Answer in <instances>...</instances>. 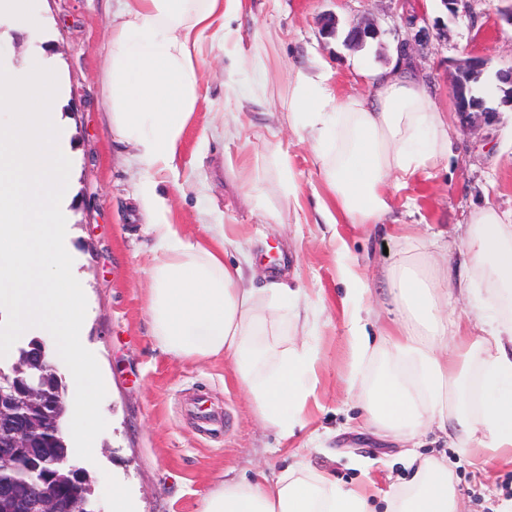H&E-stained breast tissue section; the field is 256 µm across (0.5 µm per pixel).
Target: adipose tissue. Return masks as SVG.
Segmentation results:
<instances>
[{
	"label": "adipose tissue",
	"instance_id": "obj_1",
	"mask_svg": "<svg viewBox=\"0 0 512 512\" xmlns=\"http://www.w3.org/2000/svg\"><path fill=\"white\" fill-rule=\"evenodd\" d=\"M119 2L109 43V118L115 140L145 173L138 201L158 253L147 271L152 336L176 358L231 359L259 421L289 436L314 395L316 358L305 347L278 348L272 338L298 308L301 289L275 280L260 288L246 284L242 268L224 262L223 224L208 212L203 237L186 235L169 222L171 201L159 189L196 109L208 40L222 36L235 66L266 69L259 48L243 49L232 26L242 0ZM286 104L320 162L329 199L319 213L329 225L379 223L393 189L430 175L448 154L447 115L398 63L373 72L365 97H337L327 73L293 69ZM466 255L492 278L497 303L511 302L512 224L494 207L472 214ZM345 278L353 369L379 355L387 361L366 395L368 422L398 441L452 422L458 444L476 441L492 453H512V318L487 321L484 336L446 355L442 311L449 292L407 261L388 272L398 317L374 339L361 317L368 290L355 272ZM471 366L481 377L473 390L461 383ZM406 461L415 471L393 490L388 512H458L445 459L421 460L411 451ZM203 512H369V505L364 493L300 463L273 481L262 472L224 480L205 496Z\"/></svg>",
	"mask_w": 512,
	"mask_h": 512
}]
</instances>
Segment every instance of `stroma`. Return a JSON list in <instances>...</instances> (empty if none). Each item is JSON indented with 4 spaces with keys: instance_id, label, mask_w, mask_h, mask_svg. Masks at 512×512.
<instances>
[{
    "instance_id": "1",
    "label": "stroma",
    "mask_w": 512,
    "mask_h": 512,
    "mask_svg": "<svg viewBox=\"0 0 512 512\" xmlns=\"http://www.w3.org/2000/svg\"><path fill=\"white\" fill-rule=\"evenodd\" d=\"M511 6L512 0H470L465 12L453 15L441 0H245L243 45L259 43L267 56L259 81L231 71L221 41L210 46L200 101L176 161L178 175L162 189L173 200L171 223L195 234L202 210L219 213L235 241L226 262L254 260L257 276L303 288L317 308L316 336L292 323L278 339L284 346L310 341L317 357L316 400L305 412V427L285 440L256 418L229 359H178L151 335L145 271L155 258V239L137 201L143 173L113 140L106 103L116 0H40L42 25L32 33L0 17V60L17 73L30 53L44 54L64 83L70 246L87 299L84 346L98 359L108 386L101 404L107 428L98 451L93 460L73 454L69 462L90 473L102 512H112L116 484L134 512H202L206 494L224 477L257 471L273 477L300 460L330 473L343 488L364 490L372 512H386L391 484L411 473L401 464L400 449L381 441L361 410L381 361L367 363L356 384L348 382L351 338L342 270H356L371 290L373 309L392 319L397 311L385 272L404 258L407 241L426 242L441 233L447 250L420 251L421 262L451 281L466 280L473 273L464 263L462 226L471 213L490 205L512 220V106L493 95L492 119L469 124L455 112L450 94L456 64L467 55L482 59L483 85L512 69V26L498 22L500 11ZM329 14L338 20L331 35L323 26ZM366 20L379 36L359 48L348 46V29ZM403 43L410 76L448 115V157L431 177L395 191L382 223H320L318 203L327 191L310 144L288 122V76L294 66L317 61L337 96H364L370 71L389 65ZM230 87L236 97L228 106ZM273 142L288 155L295 195L280 182L269 150ZM196 394L222 414V433H200L187 412ZM417 453L447 458L462 512H498L512 502L507 459L483 467L484 449L475 445L464 452L431 434Z\"/></svg>"
}]
</instances>
